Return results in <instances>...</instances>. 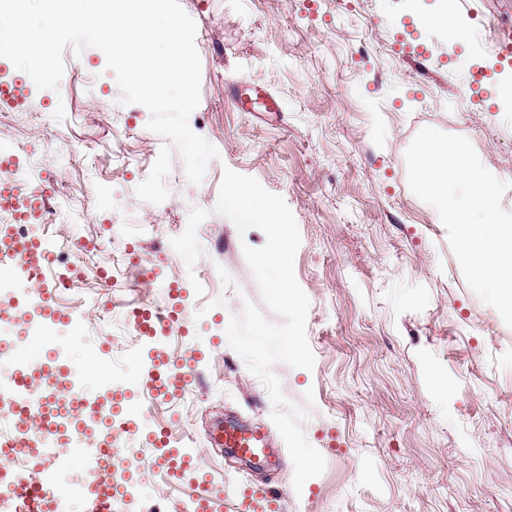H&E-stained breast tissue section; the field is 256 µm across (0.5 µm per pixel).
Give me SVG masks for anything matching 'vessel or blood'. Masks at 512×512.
<instances>
[{"label": "vessel or blood", "mask_w": 512, "mask_h": 512, "mask_svg": "<svg viewBox=\"0 0 512 512\" xmlns=\"http://www.w3.org/2000/svg\"><path fill=\"white\" fill-rule=\"evenodd\" d=\"M30 89L25 80L0 82V105L15 107L25 102ZM232 98L242 110L276 112L280 106L264 85L257 84L243 91H233ZM46 190H30L15 181L0 180V209L10 211L22 224L42 221L46 212ZM51 252L43 242L16 234L8 247L0 252V268L9 277H18L36 285L37 294L29 302L33 317L49 326L70 324V316L59 313L53 299L61 287L58 279L50 277ZM125 318L140 335L152 337L164 328L178 324L173 313L152 311L133 306ZM9 363L12 374L0 381V403L11 406L15 423L9 433L0 434V458L18 456L37 458L43 448H75L85 464L95 468L103 456L113 455V430L123 434H142L156 448L154 465L167 475L193 469L194 456L171 445L164 430L142 431L135 423L120 427L116 418L122 411L120 396L110 403L89 407L88 387L84 376L66 365L49 364L37 356L24 353L15 336H0V363ZM41 375L39 393H31L33 375ZM194 381L191 361L169 366L159 364L151 378L149 390L156 400L178 396ZM215 446L239 459H262L269 446L266 430L260 426L216 424L211 433ZM225 496L236 502L238 512H278L277 499L261 489L228 484ZM58 487L52 477L29 484L21 476L0 481V512H11L20 506L22 512H54Z\"/></svg>", "instance_id": "b4317fda"}]
</instances>
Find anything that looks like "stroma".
<instances>
[{"label": "stroma", "mask_w": 512, "mask_h": 512, "mask_svg": "<svg viewBox=\"0 0 512 512\" xmlns=\"http://www.w3.org/2000/svg\"><path fill=\"white\" fill-rule=\"evenodd\" d=\"M179 3L202 64L189 124L218 151L201 184L176 156L168 199L137 198L164 140L144 106L122 103L98 48H66L57 89L0 107V145L56 214L33 229L55 256L51 272L82 271L56 300L82 333L61 329L50 349H64L92 388L104 375L143 381L153 357H193L196 383L147 406L144 425L165 427L214 485L272 490L281 512H512V328L467 286L437 210L408 186L404 157L422 128L464 136L509 182L512 203V98L499 95L512 67L473 99L472 69L489 63L484 35L461 13L450 37L437 0ZM254 83L280 111L237 108L228 87ZM227 168L280 195L300 231L294 272L316 362L272 367L287 399L310 410L303 430L326 461L299 492L268 393L226 334L245 304L265 306L243 249L266 241L216 213ZM135 302L179 306L180 323L147 344L120 310ZM99 342L103 361L86 354ZM219 421L264 427L273 462L226 460L209 441ZM120 446L154 512L197 493L194 474L167 480L139 437Z\"/></svg>", "instance_id": "obj_1"}]
</instances>
